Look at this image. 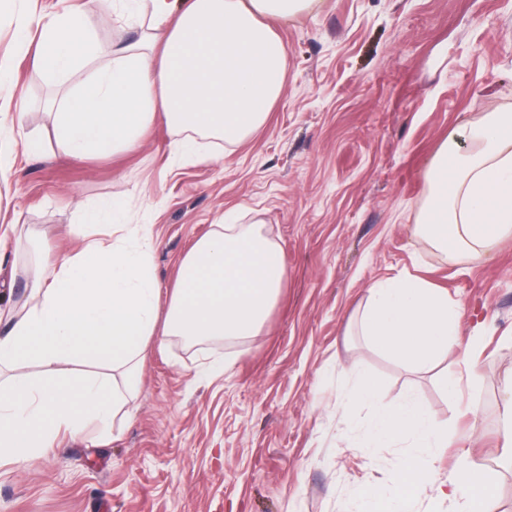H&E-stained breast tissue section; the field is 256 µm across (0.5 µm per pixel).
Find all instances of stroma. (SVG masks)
<instances>
[{
    "mask_svg": "<svg viewBox=\"0 0 512 512\" xmlns=\"http://www.w3.org/2000/svg\"><path fill=\"white\" fill-rule=\"evenodd\" d=\"M80 2L0 0V56L13 55L0 96L23 105L17 138L49 127V104L84 78L35 76L31 53L14 48L18 20ZM273 27L286 48L284 89L243 144L211 139L212 159L183 158L158 122L138 149L107 157L71 161L49 142L0 181V226L35 228L41 245L0 238L17 269L0 274L1 306L23 300L26 268L52 270L76 249L84 210L109 198L150 229L161 307L181 258L229 210L261 223L286 272L252 336L155 337L108 437L92 427L61 436L53 453L1 464L0 512H359L358 487H390L403 455L366 447L351 425L371 411L355 394L366 376L379 403L410 394L447 422L441 471L456 466L457 440L475 435L471 456L499 489L492 508L507 506L512 474L496 462L512 456V240L456 263L417 243L413 227L441 145L468 121L512 113V0H315ZM406 274L463 305V335L479 331L484 374L463 393L479 413L462 412L438 378L459 374L462 352L418 372L348 335L370 286ZM217 357L229 362L223 375L199 378Z\"/></svg>",
    "mask_w": 512,
    "mask_h": 512,
    "instance_id": "35a3bbf8",
    "label": "stroma"
}]
</instances>
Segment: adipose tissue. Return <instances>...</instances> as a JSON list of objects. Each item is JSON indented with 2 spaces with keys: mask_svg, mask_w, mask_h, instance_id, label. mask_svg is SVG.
Returning a JSON list of instances; mask_svg holds the SVG:
<instances>
[{
  "mask_svg": "<svg viewBox=\"0 0 512 512\" xmlns=\"http://www.w3.org/2000/svg\"><path fill=\"white\" fill-rule=\"evenodd\" d=\"M119 15L137 30L110 47L96 38L86 10L20 20L18 48L39 40L37 75L84 71L81 88L59 103L51 134L67 158L84 161L138 146L155 122L175 131V153L198 155L205 138L237 146L266 121L284 87L286 50L271 26L303 0H121ZM9 100L0 101V179L16 173L17 146L38 153L42 139L18 143ZM462 141L441 146L418 232L446 254L483 259L512 239V113L469 121ZM124 216L105 204L83 217L79 247L52 273L33 269L19 307H0V367L39 366L0 384V461L18 463L54 448L60 433L107 431L141 382L156 333L189 339H240L262 326L283 285L276 244L258 224H219L180 262L167 312H160L149 234L128 239ZM460 310L447 292L417 276L374 283L356 333L375 350L425 370L462 343ZM109 364L119 378L78 375L76 365ZM356 393L374 402L365 436L408 443L393 490L362 488L363 512H487L495 486L463 461L440 474L448 424L422 401L376 404L378 386Z\"/></svg>",
  "mask_w": 512,
  "mask_h": 512,
  "instance_id": "adipose-tissue-1",
  "label": "adipose tissue"
}]
</instances>
